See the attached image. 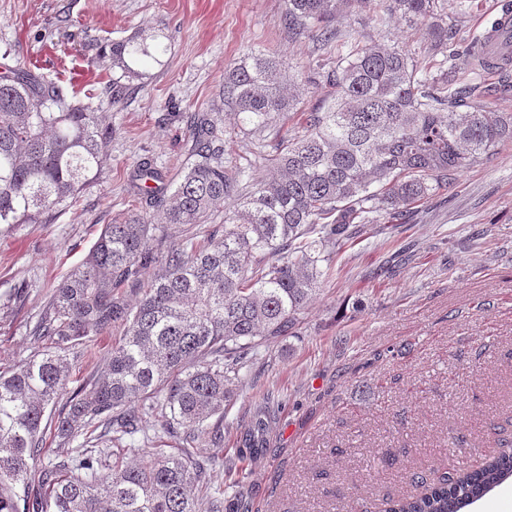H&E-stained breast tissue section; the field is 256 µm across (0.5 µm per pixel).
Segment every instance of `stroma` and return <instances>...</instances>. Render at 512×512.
<instances>
[{
    "instance_id": "1",
    "label": "stroma",
    "mask_w": 512,
    "mask_h": 512,
    "mask_svg": "<svg viewBox=\"0 0 512 512\" xmlns=\"http://www.w3.org/2000/svg\"><path fill=\"white\" fill-rule=\"evenodd\" d=\"M283 0H0V54L77 98H98L111 69L87 50L136 33L161 36V62L141 65L107 107L112 142L99 180L52 224L0 232V368L41 353L29 328L47 296L81 263L104 225L130 208V174L151 161L175 179L193 159L194 113H209L224 159L254 176L298 120L259 131L236 126L221 97L224 73L244 53L278 55L299 87V111L322 105L335 57L315 36L293 35ZM335 26L362 43L400 44L427 56L423 23L393 16L378 28L337 11ZM291 334L270 339L242 369L224 415L223 441L200 440L213 490L236 512H381L420 483L479 463L512 439V144L457 175L395 224H362L334 253ZM119 331L67 354L74 378L104 370ZM277 410L261 456L236 442L263 393ZM459 437L454 448L450 437Z\"/></svg>"
}]
</instances>
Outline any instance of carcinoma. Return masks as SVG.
<instances>
[{
	"label": "carcinoma",
	"instance_id": "cac0c4a2",
	"mask_svg": "<svg viewBox=\"0 0 512 512\" xmlns=\"http://www.w3.org/2000/svg\"><path fill=\"white\" fill-rule=\"evenodd\" d=\"M342 3L379 25L396 13L427 21L430 50L448 69L434 73L398 44L362 45L337 31ZM469 10L468 0H284L288 31L315 34L320 49L336 52L328 103L301 113L304 134L281 140L267 159L273 174L260 179L224 169L204 112L191 128L195 160L175 188L149 163L136 166L135 205L103 227L30 330L46 350L0 371V512H198L200 494L208 512L231 509L223 496L206 495L207 465L186 453L108 469L107 446L131 451L169 436L189 448L217 438L247 359L288 335L354 225L402 219L512 142V113L483 102L452 64V28ZM166 51L135 34L88 64H110L133 80L137 66ZM0 58V226L9 232L51 224L78 202L98 179L112 127L100 119L102 104L70 100L20 57ZM469 58L512 88L508 62L490 56L486 43L474 42ZM285 81L273 55L252 52L236 62L222 96L234 104L238 126L260 129L290 114L297 98L282 92ZM247 181L254 188L246 193ZM230 199L236 205L224 223L199 238ZM159 224L179 237L164 255L151 245ZM149 267L158 272L145 285ZM123 288L142 293L135 305ZM116 325L123 336L106 372L68 390L64 352ZM272 415L268 396L240 432V455L264 452ZM48 436L78 443L77 455L44 460ZM510 478L512 441L503 440L481 465L444 473L418 494L386 502L384 512H466Z\"/></svg>",
	"mask_w": 512,
	"mask_h": 512
}]
</instances>
